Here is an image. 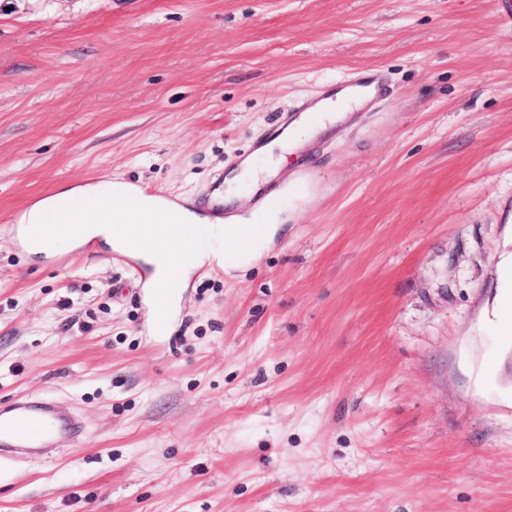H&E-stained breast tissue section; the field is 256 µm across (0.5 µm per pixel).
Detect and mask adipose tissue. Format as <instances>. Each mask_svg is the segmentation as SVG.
Masks as SVG:
<instances>
[{
	"mask_svg": "<svg viewBox=\"0 0 512 512\" xmlns=\"http://www.w3.org/2000/svg\"><path fill=\"white\" fill-rule=\"evenodd\" d=\"M364 98L363 89L349 88L338 92L335 98L318 103L313 115L301 117L264 149L265 166L283 167L297 142L334 124L339 113L359 105ZM123 185L122 179L107 177L93 184L60 188L54 195L33 204L24 212L21 221L37 230L51 224H77L81 227L84 240L98 239L109 245L118 239L121 225H141L139 239L129 241L128 246L137 250L140 259L151 266L150 284L154 287L177 286L208 257L206 250L196 249L177 255L171 265L156 264V252L165 247L158 235L161 225L195 224L205 227L209 235L223 236L224 270L228 273L241 270L246 259L261 255L281 229L278 212L272 207L264 210L263 223L224 225L210 215L188 206L160 208L151 197L136 198L118 210L103 208L102 198L111 196L113 188Z\"/></svg>",
	"mask_w": 512,
	"mask_h": 512,
	"instance_id": "1",
	"label": "adipose tissue"
}]
</instances>
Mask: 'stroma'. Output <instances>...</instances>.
Wrapping results in <instances>:
<instances>
[{
	"instance_id": "35a3bbf8",
	"label": "stroma",
	"mask_w": 512,
	"mask_h": 512,
	"mask_svg": "<svg viewBox=\"0 0 512 512\" xmlns=\"http://www.w3.org/2000/svg\"><path fill=\"white\" fill-rule=\"evenodd\" d=\"M388 96L271 182L286 234L206 261L164 337L146 275L11 226L117 174L208 190L284 115ZM77 440L0 463V512H512V0H0V402Z\"/></svg>"
}]
</instances>
